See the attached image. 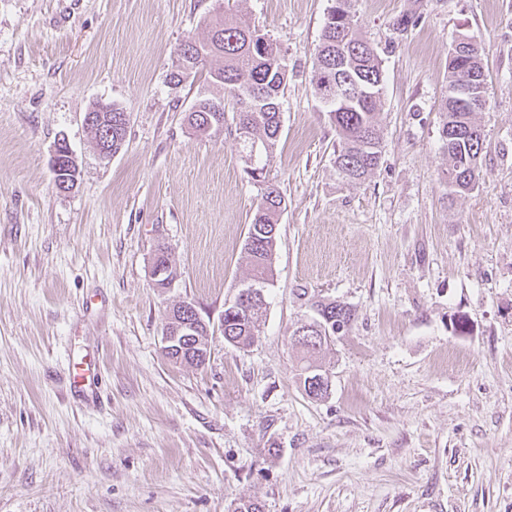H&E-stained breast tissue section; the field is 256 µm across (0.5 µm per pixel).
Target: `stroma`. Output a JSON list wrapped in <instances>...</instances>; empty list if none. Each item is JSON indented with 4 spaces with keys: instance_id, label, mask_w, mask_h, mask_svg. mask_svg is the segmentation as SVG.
Instances as JSON below:
<instances>
[{
    "instance_id": "1",
    "label": "stroma",
    "mask_w": 512,
    "mask_h": 512,
    "mask_svg": "<svg viewBox=\"0 0 512 512\" xmlns=\"http://www.w3.org/2000/svg\"><path fill=\"white\" fill-rule=\"evenodd\" d=\"M336 0H230L288 62L264 180L234 119L183 121L205 75H169L216 0H0V512H512V0H351L384 69L382 159L341 179L313 58ZM416 22L402 30V17ZM479 47L490 107L475 189L450 195L440 105L457 35ZM130 115L100 158L83 117ZM66 140L79 170L59 191ZM280 192L274 286L253 345L224 340L250 275L243 246ZM178 271L152 275L158 247ZM312 298L354 312L310 399L290 342ZM195 304L210 358L169 361L173 305ZM467 332L455 329L458 318ZM105 403L74 400L69 369Z\"/></svg>"
}]
</instances>
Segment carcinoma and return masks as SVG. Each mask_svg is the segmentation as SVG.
Returning a JSON list of instances; mask_svg holds the SVG:
<instances>
[{"label": "carcinoma", "mask_w": 512, "mask_h": 512, "mask_svg": "<svg viewBox=\"0 0 512 512\" xmlns=\"http://www.w3.org/2000/svg\"><path fill=\"white\" fill-rule=\"evenodd\" d=\"M209 36L204 41L192 40L201 49L192 74L206 73L210 84L224 90L223 98L202 96L186 112L189 128L201 135L218 132L226 109L236 113L235 132L242 152L251 159L248 174L264 171L270 164L280 136V100L288 81V65L273 40L252 29L237 14L217 13L208 21ZM318 47L327 57L345 55L346 64L328 77L320 66L314 67L315 96L328 112L336 130L339 148L334 164L343 179L361 183L379 166L381 142L378 129L379 106L382 100L383 68L374 47L358 32L354 14L340 6L336 18H327ZM326 83L335 89V98L328 100L322 93ZM441 137L448 146V179L455 192L474 189L480 176L483 136L474 125L469 112H459L454 104L442 103ZM282 197L266 188L253 211L244 252L252 270L253 282L264 287L274 285L272 261L276 245L274 228L282 213ZM266 300L244 309L234 304L224 308V335L234 346H250L259 333V317ZM315 318L323 324L324 333L335 336L344 331L354 318L352 310L334 301L310 303ZM196 308L191 302L176 304L169 311L165 325L178 326L193 320ZM191 339L183 351L167 352L165 356L179 364L199 367L205 364L198 353L208 350L206 326L188 332ZM328 342L302 346L304 366L300 385L311 399H322L328 389L314 388L308 383L307 370L322 367L320 356Z\"/></svg>", "instance_id": "obj_1"}]
</instances>
